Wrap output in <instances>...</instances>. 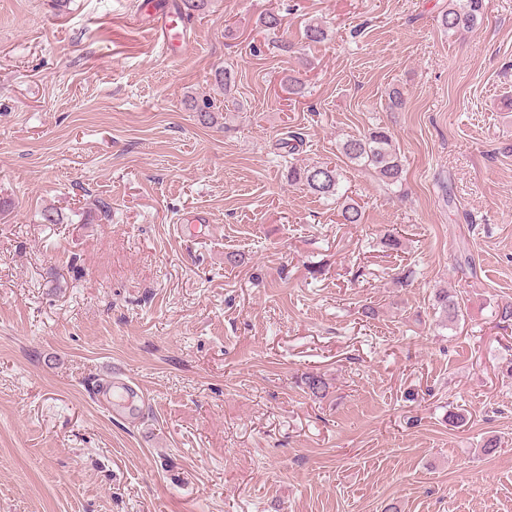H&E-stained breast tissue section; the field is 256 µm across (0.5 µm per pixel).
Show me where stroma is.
<instances>
[{"label":"stroma","mask_w":512,"mask_h":512,"mask_svg":"<svg viewBox=\"0 0 512 512\" xmlns=\"http://www.w3.org/2000/svg\"><path fill=\"white\" fill-rule=\"evenodd\" d=\"M148 3L0 0V512H512V0H207L166 49ZM484 0H448L441 25L448 32L473 30L483 15ZM341 153L350 163L372 170L388 186L402 183L403 167L392 136L384 127H377L362 137L345 140ZM287 177L290 184L298 185L319 198L336 201L343 199L340 213L342 223H362L361 207L347 195L345 197L346 192H342L341 174L335 165L316 163L298 167L291 163L288 165ZM436 305L441 315V322L455 323L462 315V309L456 296L446 288L441 289L436 295Z\"/></svg>","instance_id":"1"}]
</instances>
